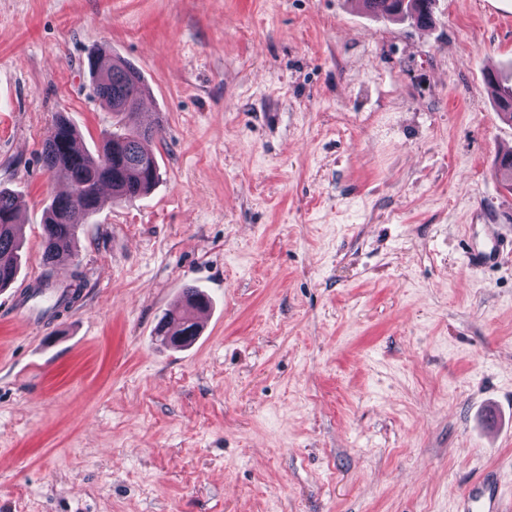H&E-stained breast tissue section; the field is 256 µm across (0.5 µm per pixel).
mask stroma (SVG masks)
<instances>
[{
    "instance_id": "obj_1",
    "label": "stroma",
    "mask_w": 512,
    "mask_h": 512,
    "mask_svg": "<svg viewBox=\"0 0 512 512\" xmlns=\"http://www.w3.org/2000/svg\"><path fill=\"white\" fill-rule=\"evenodd\" d=\"M427 31L359 0H0V189L40 279L57 115L115 116L87 53L161 119L152 191L78 228L51 324L0 291V512H456L512 493V148L484 70L512 0H436ZM507 238L493 264L467 266ZM194 285L196 340L154 334ZM460 512H510L512 494L506 502L492 473L466 488L460 496Z\"/></svg>"
}]
</instances>
